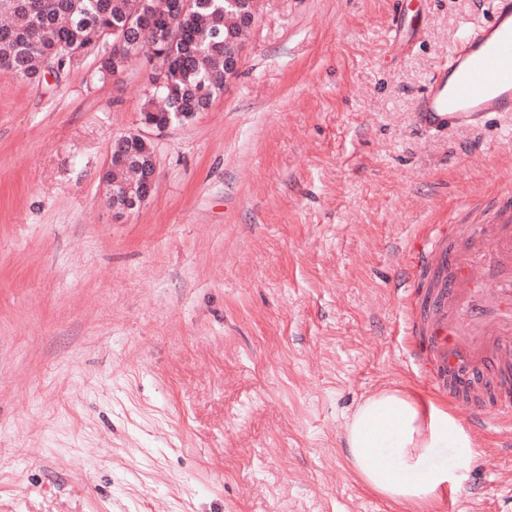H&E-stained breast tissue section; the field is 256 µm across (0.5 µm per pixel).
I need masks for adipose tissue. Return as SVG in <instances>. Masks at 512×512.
<instances>
[{"label":"adipose tissue","instance_id":"obj_1","mask_svg":"<svg viewBox=\"0 0 512 512\" xmlns=\"http://www.w3.org/2000/svg\"><path fill=\"white\" fill-rule=\"evenodd\" d=\"M347 457L362 481L395 502L427 501L458 483L452 469L432 467L441 448H472L457 416L396 390L366 398L344 425Z\"/></svg>","mask_w":512,"mask_h":512}]
</instances>
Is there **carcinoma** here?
Masks as SVG:
<instances>
[{
	"label": "carcinoma",
	"instance_id": "carcinoma-1",
	"mask_svg": "<svg viewBox=\"0 0 512 512\" xmlns=\"http://www.w3.org/2000/svg\"><path fill=\"white\" fill-rule=\"evenodd\" d=\"M168 10L167 0H0V74L19 80L41 70L46 51L61 42L60 74L107 52L126 33L118 59H107L103 79L123 75L133 60L152 63L141 114L181 112V124L207 111L224 91L225 41L242 40L241 14H256L253 0H190L174 28L143 29L137 21Z\"/></svg>",
	"mask_w": 512,
	"mask_h": 512
}]
</instances>
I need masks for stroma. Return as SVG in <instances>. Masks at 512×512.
Masks as SVG:
<instances>
[{
    "label": "stroma",
    "mask_w": 512,
    "mask_h": 512,
    "mask_svg": "<svg viewBox=\"0 0 512 512\" xmlns=\"http://www.w3.org/2000/svg\"><path fill=\"white\" fill-rule=\"evenodd\" d=\"M490 0H259L209 111L153 131L157 181L103 174L148 65L0 75V512H512V440L460 486L391 502L344 423L396 389L397 281L436 224L512 193V114L428 133L421 93ZM131 134V135H130ZM136 139V142L135 140ZM147 140H149L152 144L151 151V166L145 168V170L140 171V177L136 182L132 184H118L120 190L114 192L115 183L112 182V169L117 167H122L128 165L130 163V159L137 153L136 146L140 147L143 143L144 148L143 151H147ZM156 147L151 139H149L143 133H129L124 134L119 137H116L112 142V157L110 158V164L108 166L107 171L105 172L104 181L109 187V191L111 194V186H112V209L116 214H123L130 210H133L139 206H141L145 201H147L153 194L156 184L157 170H156ZM112 160V169H111V182L112 185L108 182L109 179L106 177L107 172L111 167ZM108 194V196H110Z\"/></svg>",
    "instance_id": "35a3bbf8"
}]
</instances>
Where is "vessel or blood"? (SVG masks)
<instances>
[{
    "mask_svg": "<svg viewBox=\"0 0 512 512\" xmlns=\"http://www.w3.org/2000/svg\"><path fill=\"white\" fill-rule=\"evenodd\" d=\"M512 112V0H492L486 22L468 27L430 77L417 109L419 126L442 132ZM415 270L441 269L434 287L407 281L408 347L435 393L448 392L449 365L471 372L461 388L476 398L459 412L482 428L512 414V204L487 223L438 226L411 251Z\"/></svg>",
    "mask_w": 512,
    "mask_h": 512,
    "instance_id": "vessel-or-blood-1",
    "label": "vessel or blood"
}]
</instances>
